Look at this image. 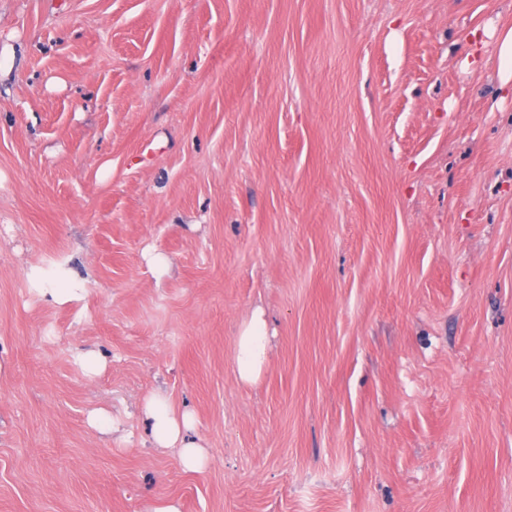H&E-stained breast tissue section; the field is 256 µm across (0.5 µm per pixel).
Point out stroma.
I'll list each match as a JSON object with an SVG mask.
<instances>
[{"instance_id": "35a3bbf8", "label": "stroma", "mask_w": 512, "mask_h": 512, "mask_svg": "<svg viewBox=\"0 0 512 512\" xmlns=\"http://www.w3.org/2000/svg\"><path fill=\"white\" fill-rule=\"evenodd\" d=\"M509 26L512 0H0V512H512ZM155 395L202 469L155 446ZM497 73L503 84L512 80V27L503 29L496 45ZM29 277L37 284L35 290L39 296L56 304L78 301L85 290L82 283L73 279L66 269L54 271L33 267ZM266 322L260 310L244 321L237 334V371L242 381L257 379L266 361L268 349Z\"/></svg>"}]
</instances>
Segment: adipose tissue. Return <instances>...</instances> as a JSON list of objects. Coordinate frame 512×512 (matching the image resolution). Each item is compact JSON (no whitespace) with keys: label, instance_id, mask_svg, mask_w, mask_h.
Listing matches in <instances>:
<instances>
[{"label":"adipose tissue","instance_id":"1","mask_svg":"<svg viewBox=\"0 0 512 512\" xmlns=\"http://www.w3.org/2000/svg\"><path fill=\"white\" fill-rule=\"evenodd\" d=\"M29 277L36 283L39 296L56 304L79 300L83 293L81 282L73 279L65 269L54 271L35 267ZM267 336L261 311H254L241 324L236 345L237 371L242 381L252 382L259 376L267 357ZM144 412L153 421V437L158 447L179 449L182 463L188 469L197 470L204 466L203 445L184 438L185 430L192 424L188 414L177 412L165 398L156 395L146 401Z\"/></svg>","mask_w":512,"mask_h":512}]
</instances>
